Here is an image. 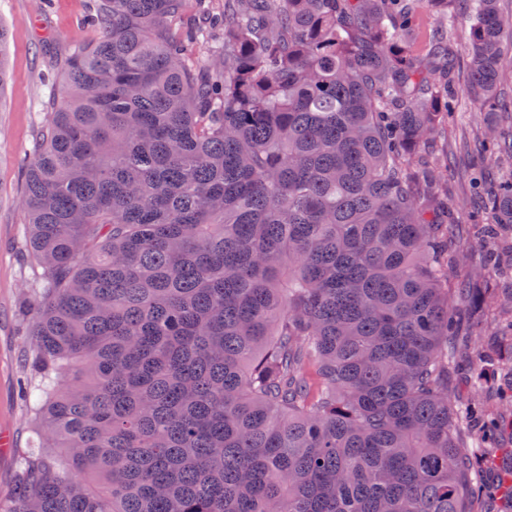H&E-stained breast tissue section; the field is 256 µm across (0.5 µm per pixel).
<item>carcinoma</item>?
I'll use <instances>...</instances> for the list:
<instances>
[{"label":"carcinoma","mask_w":512,"mask_h":512,"mask_svg":"<svg viewBox=\"0 0 512 512\" xmlns=\"http://www.w3.org/2000/svg\"><path fill=\"white\" fill-rule=\"evenodd\" d=\"M455 6L100 0L25 169L40 446L0 512H512V399L448 388L450 356L512 387V289L448 293L426 153L460 66L509 111L512 17L468 0L461 58ZM487 126L481 152L512 150ZM474 209L512 232V175ZM496 296L500 330L458 342ZM465 430L502 458L478 506Z\"/></svg>","instance_id":"carcinoma-1"}]
</instances>
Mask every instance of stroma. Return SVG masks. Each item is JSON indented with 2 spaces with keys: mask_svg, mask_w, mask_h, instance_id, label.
<instances>
[{
  "mask_svg": "<svg viewBox=\"0 0 512 512\" xmlns=\"http://www.w3.org/2000/svg\"><path fill=\"white\" fill-rule=\"evenodd\" d=\"M91 0H0V23L9 30L7 53L11 79L0 95V429L10 431L16 448L0 453V495L11 489L19 468L18 451L36 443L24 388L35 377L29 355V329L34 310L23 300L32 270L27 261L22 173L47 114L34 109L46 79L54 78L56 61L78 44L95 42L99 29L88 20ZM457 115L448 122L447 137L432 148L447 157L443 170L450 207L473 202L468 175L481 164L490 178L512 172V159H480L473 139L484 128V115L467 99L465 83H457Z\"/></svg>",
  "mask_w": 512,
  "mask_h": 512,
  "instance_id": "obj_1",
  "label": "stroma"
}]
</instances>
